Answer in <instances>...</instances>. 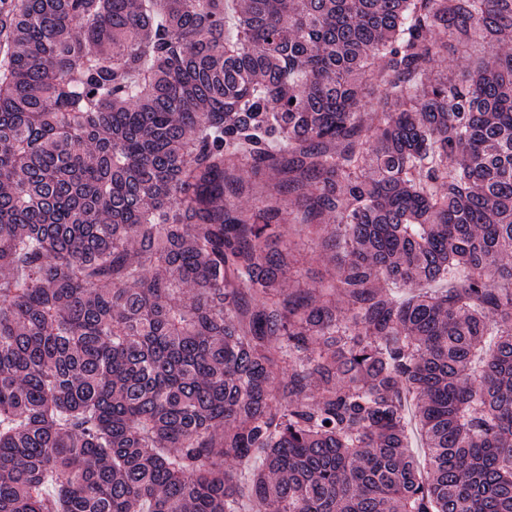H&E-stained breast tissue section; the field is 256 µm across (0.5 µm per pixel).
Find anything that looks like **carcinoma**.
I'll return each instance as SVG.
<instances>
[{
    "mask_svg": "<svg viewBox=\"0 0 512 512\" xmlns=\"http://www.w3.org/2000/svg\"><path fill=\"white\" fill-rule=\"evenodd\" d=\"M0 41V512H512V0H0ZM274 235L279 245H290L298 259L288 275L286 288L307 289L317 286L326 274V267L318 259V253L314 252L315 244L308 237L307 231L302 230L300 224H279L274 229Z\"/></svg>",
    "mask_w": 512,
    "mask_h": 512,
    "instance_id": "1",
    "label": "carcinoma"
}]
</instances>
